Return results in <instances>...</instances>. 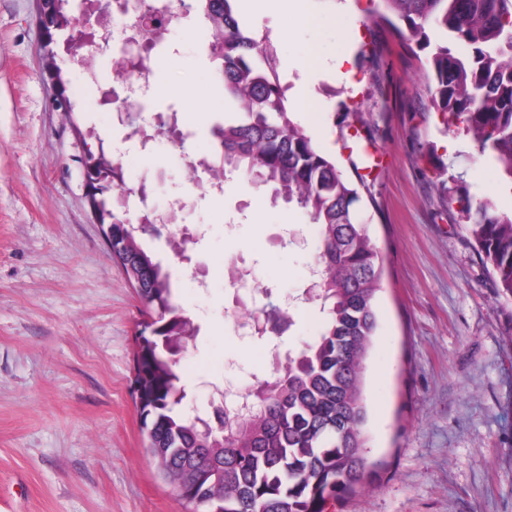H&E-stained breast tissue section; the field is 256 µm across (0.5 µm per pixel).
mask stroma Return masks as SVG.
I'll list each match as a JSON object with an SVG mask.
<instances>
[{"instance_id": "obj_1", "label": "stroma", "mask_w": 512, "mask_h": 512, "mask_svg": "<svg viewBox=\"0 0 512 512\" xmlns=\"http://www.w3.org/2000/svg\"><path fill=\"white\" fill-rule=\"evenodd\" d=\"M320 24L281 10L243 16L277 48L283 84L302 77L309 43L316 109L296 113L321 152L359 181L361 208L384 259L379 326L368 360V489L336 512H512V301L459 221L441 181L512 210V187L478 159L470 137L429 105L427 51L370 22L374 0H310ZM36 0H0V512H184L143 446L130 389L143 306L90 212L83 161L114 155L112 82L121 46L97 53L100 82L68 70L74 113L58 109L42 70ZM204 22L153 50L152 112H177L192 152L214 154L224 91ZM96 135L81 140L87 129ZM127 188L156 203L173 192L193 206L143 244L171 274L176 301L200 331L180 356L184 412H210L225 377H272L267 343L299 349L320 328L318 302L293 325L244 339L235 310L266 292L302 290L317 229L243 179L201 194L168 135L133 153ZM208 227L185 264L171 238ZM306 243L286 247L283 225ZM209 279L200 291L198 279Z\"/></svg>"}]
</instances>
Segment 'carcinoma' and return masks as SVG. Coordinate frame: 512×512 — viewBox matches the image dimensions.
I'll return each instance as SVG.
<instances>
[{"mask_svg":"<svg viewBox=\"0 0 512 512\" xmlns=\"http://www.w3.org/2000/svg\"><path fill=\"white\" fill-rule=\"evenodd\" d=\"M234 2H191L190 13L208 26L224 98L237 113L216 127L220 150L206 168L243 176L273 201L296 205L319 233V282L305 294L320 302V331L276 365V376L258 381L250 412H226L217 424L177 410L186 397L180 354L198 327L175 302L169 271L139 240L158 225L125 223L103 195L95 207L101 224L112 215V257L153 319L143 342H135L133 395L144 448L184 512H327L366 485V371L383 261L370 218L357 208V187L293 119L276 47L240 24ZM379 2L378 21L432 47L431 107L469 135L477 157L512 186V0ZM431 31L441 37L433 46ZM104 165L112 167V186L124 187L122 166L107 156L91 170L98 175ZM441 190L457 196L461 223L490 262L498 294L512 300V211L471 196L462 184L443 181ZM266 298L261 315L291 325L272 292ZM227 424L230 437L221 430Z\"/></svg>","mask_w":512,"mask_h":512,"instance_id":"carcinoma-1","label":"carcinoma"}]
</instances>
